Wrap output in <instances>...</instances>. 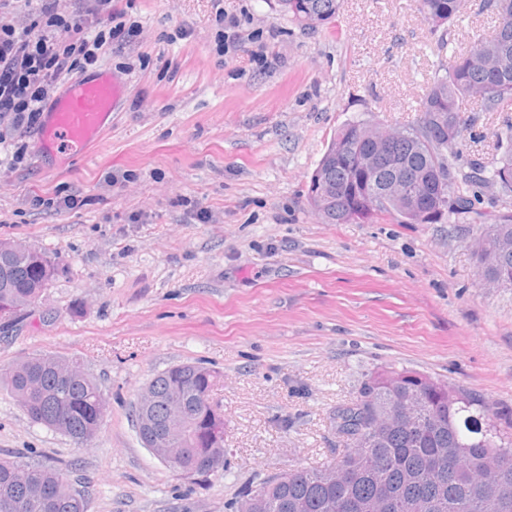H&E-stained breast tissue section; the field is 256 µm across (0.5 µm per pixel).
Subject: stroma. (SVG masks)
I'll list each match as a JSON object with an SVG mask.
<instances>
[{
  "label": "stroma",
  "instance_id": "35a3bbf8",
  "mask_svg": "<svg viewBox=\"0 0 512 512\" xmlns=\"http://www.w3.org/2000/svg\"><path fill=\"white\" fill-rule=\"evenodd\" d=\"M58 2L89 33L106 16L135 27L86 69L127 92L78 157L42 152L40 128L0 119L27 147L0 175V241L60 267L19 323L0 325V369L80 360L109 407L80 448L0 386V458L72 469L87 512H228L248 482L340 458L330 415L383 368L437 377L512 418V289L479 281L469 225L326 224L306 199L345 123L416 120L441 64L491 32L481 0H466L443 46L417 0H343L317 31L275 0ZM499 122L477 113L462 165L491 159ZM181 363L217 374L228 466L206 476L168 470L132 420L154 375Z\"/></svg>",
  "mask_w": 512,
  "mask_h": 512
}]
</instances>
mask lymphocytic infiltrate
I'll list each match as a JSON object with an SVG mask.
<instances>
[{
	"label": "lymphocytic infiltrate",
	"mask_w": 512,
	"mask_h": 512,
	"mask_svg": "<svg viewBox=\"0 0 512 512\" xmlns=\"http://www.w3.org/2000/svg\"><path fill=\"white\" fill-rule=\"evenodd\" d=\"M124 35L110 26L86 38L82 19L61 12L57 0H45L29 26L0 20V117L16 131L39 125L60 80L97 61L107 43Z\"/></svg>",
	"instance_id": "1"
}]
</instances>
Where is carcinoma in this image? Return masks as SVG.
<instances>
[{
	"label": "carcinoma",
	"instance_id": "cac0c4a2",
	"mask_svg": "<svg viewBox=\"0 0 512 512\" xmlns=\"http://www.w3.org/2000/svg\"><path fill=\"white\" fill-rule=\"evenodd\" d=\"M292 22L323 27L335 20L341 0H277ZM497 19L448 58L418 102L411 125L380 129L352 121L336 132L307 186L312 209L326 224L479 225L470 246L478 277L489 288H512V0H484ZM430 34L443 45L462 13V0H419ZM500 112L493 136L498 158L459 165L457 145L472 126L465 115ZM422 190L427 207L415 208L408 185ZM488 194L498 209L483 212L476 198ZM58 274L54 260L38 248L24 249L0 264V315L18 321ZM29 419L60 432L80 447L98 435L108 399L78 360L36 354L0 370ZM216 373L178 364L155 375L138 396L135 418L141 441L160 435L174 420L171 401L182 400L178 475L210 474L206 457H224V414L203 396L213 393ZM405 406L425 418L418 428L396 412ZM345 453L333 463L338 482L320 468H296L246 486L235 512H331L329 505L353 500L368 512H489L486 501L501 493L495 512H512V420L497 421L491 404L429 375L408 369L383 370L362 383L356 397L331 417ZM15 512H87L85 495L70 475L39 459H0V503Z\"/></svg>",
	"mask_w": 512,
	"mask_h": 512
}]
</instances>
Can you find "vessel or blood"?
Segmentation results:
<instances>
[{
    "label": "vessel or blood",
    "instance_id": "b4317fda",
    "mask_svg": "<svg viewBox=\"0 0 512 512\" xmlns=\"http://www.w3.org/2000/svg\"><path fill=\"white\" fill-rule=\"evenodd\" d=\"M125 87L111 74L69 81L55 96L50 116L39 137L41 149L66 148L84 152L112 123V114Z\"/></svg>",
    "mask_w": 512,
    "mask_h": 512
}]
</instances>
